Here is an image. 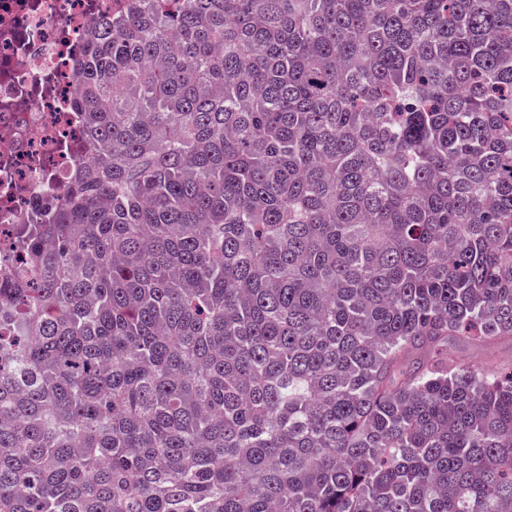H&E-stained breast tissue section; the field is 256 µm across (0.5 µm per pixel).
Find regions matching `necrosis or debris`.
<instances>
[{"instance_id":"obj_1","label":"necrosis or debris","mask_w":512,"mask_h":512,"mask_svg":"<svg viewBox=\"0 0 512 512\" xmlns=\"http://www.w3.org/2000/svg\"><path fill=\"white\" fill-rule=\"evenodd\" d=\"M123 0H0V278L16 225L68 192L83 140L75 60Z\"/></svg>"}]
</instances>
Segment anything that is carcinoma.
Segmentation results:
<instances>
[{"label": "carcinoma", "instance_id": "1", "mask_svg": "<svg viewBox=\"0 0 512 512\" xmlns=\"http://www.w3.org/2000/svg\"><path fill=\"white\" fill-rule=\"evenodd\" d=\"M0 287V512H512V0H128ZM453 352L462 364L489 371L512 364V339L503 338L487 346L455 345Z\"/></svg>", "mask_w": 512, "mask_h": 512}]
</instances>
